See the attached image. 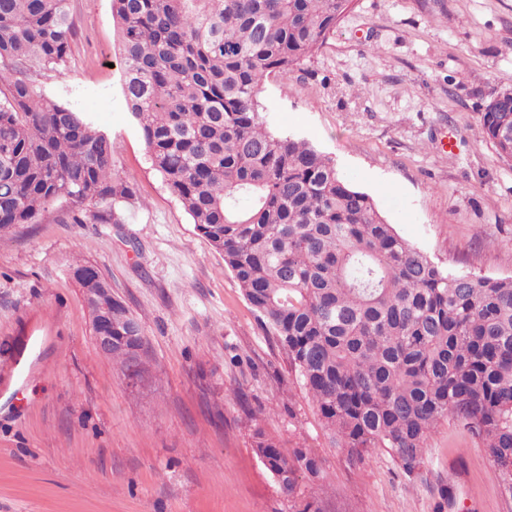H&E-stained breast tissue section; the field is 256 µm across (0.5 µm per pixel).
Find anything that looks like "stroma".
I'll list each match as a JSON object with an SVG mask.
<instances>
[{
	"mask_svg": "<svg viewBox=\"0 0 512 512\" xmlns=\"http://www.w3.org/2000/svg\"><path fill=\"white\" fill-rule=\"evenodd\" d=\"M77 36L38 94L87 113L134 197L121 224H29L0 238V512H512L478 438L441 422L419 478L385 449L349 463L222 255L152 169L121 91L112 0H75ZM512 90V0H355L328 42L261 88L271 129L308 140L453 273L512 277V163L481 111ZM137 317L129 383L92 332L75 264ZM28 364L20 379L12 363ZM322 461L330 491L285 496L253 451Z\"/></svg>",
	"mask_w": 512,
	"mask_h": 512,
	"instance_id": "35a3bbf8",
	"label": "stroma"
}]
</instances>
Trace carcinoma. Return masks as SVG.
I'll return each instance as SVG.
<instances>
[{"label":"carcinoma","instance_id":"obj_1","mask_svg":"<svg viewBox=\"0 0 512 512\" xmlns=\"http://www.w3.org/2000/svg\"><path fill=\"white\" fill-rule=\"evenodd\" d=\"M353 0H112L122 92L151 165L224 257L288 355L333 447L384 448L408 477L452 420L480 439L512 499V277L450 273L400 236L373 198L309 142L270 130L258 94L336 31ZM77 34L73 0H0V237L54 221L122 224L134 197L112 142L85 113L39 95ZM481 122L512 162V92ZM82 288H109L93 265ZM142 326L112 301V336ZM253 449L282 492L323 495L321 460L286 455L263 429Z\"/></svg>","mask_w":512,"mask_h":512}]
</instances>
